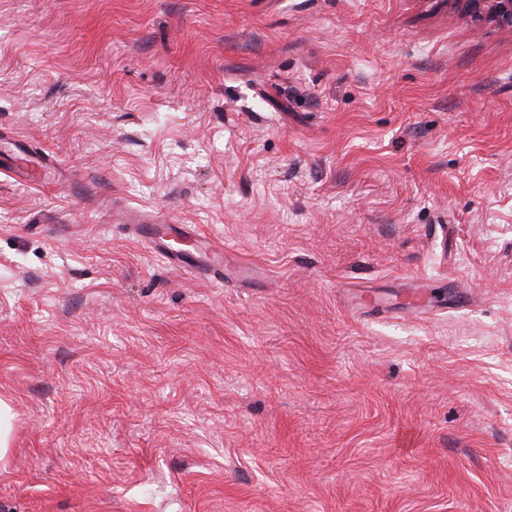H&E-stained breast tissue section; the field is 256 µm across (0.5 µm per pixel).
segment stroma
<instances>
[{
  "label": "stroma",
  "mask_w": 512,
  "mask_h": 512,
  "mask_svg": "<svg viewBox=\"0 0 512 512\" xmlns=\"http://www.w3.org/2000/svg\"><path fill=\"white\" fill-rule=\"evenodd\" d=\"M25 154L65 181L17 183ZM126 209L260 279L186 270ZM408 287L434 311L347 306ZM0 396V512H512V29L0 0ZM15 411L11 403L0 398V463L7 458Z\"/></svg>",
  "instance_id": "obj_1"
}]
</instances>
